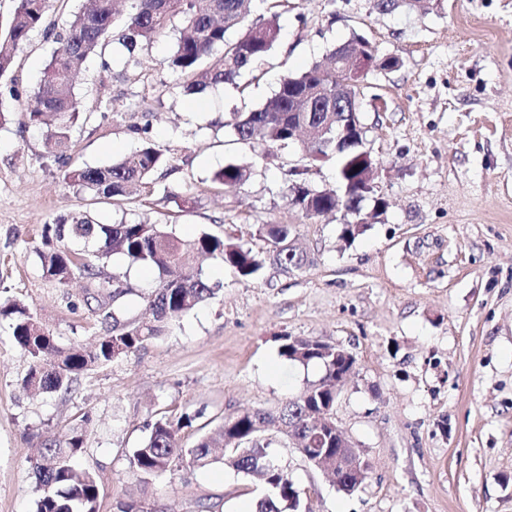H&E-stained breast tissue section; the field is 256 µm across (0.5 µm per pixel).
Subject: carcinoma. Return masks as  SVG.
Instances as JSON below:
<instances>
[{"label":"carcinoma","mask_w":512,"mask_h":512,"mask_svg":"<svg viewBox=\"0 0 512 512\" xmlns=\"http://www.w3.org/2000/svg\"><path fill=\"white\" fill-rule=\"evenodd\" d=\"M17 6L6 23L0 22V77L15 66L19 50L31 32L41 28L58 44L47 64L31 105L25 112L26 123L46 129L45 152L59 160L73 146L77 126L92 118L85 111L75 91V76L95 56H103L112 38L118 4L122 0H92L91 7L70 19L60 31L45 25L49 0H16ZM129 10L122 19L119 40L128 50L150 43L176 19L184 32L170 56V67L189 78L186 89L201 93L208 86L231 82L262 60L279 36L276 16L247 22L243 0H128ZM244 29L230 40L229 31ZM326 65L315 62L304 71L281 80L278 91L261 108L235 113L227 126L237 140L264 149L288 147V121L303 115L316 127L327 128L336 136L346 120L343 112L322 111L326 93L336 92V79H328ZM323 156L336 162V180L349 186L352 196L339 192H320L305 205L309 192L297 188L288 195L289 205L305 211L330 212L340 204L362 212L367 193L357 195L360 177L371 162L359 160L353 150H329ZM166 163L161 150L149 142L105 166L74 167L63 179L77 192L93 200L123 197L136 184L145 185L151 175ZM249 167L229 162L214 173L213 180L226 189H236L249 178ZM256 234L266 243L264 251H254L236 239L212 232L192 238L178 236L167 224L133 222L100 224L86 212H75L45 225V238L56 241L87 242L96 246L94 257L103 261L122 256L129 265L147 267L157 274L156 287L148 296L152 314L149 321L121 322L115 315H105L103 334L87 348L64 349L53 334L20 300L0 303V320L7 322L14 343L30 358V368L23 379L27 389L53 393L70 389L81 374L96 367L129 357L148 340L162 335L170 320L188 314L211 298L214 288L203 270L187 277L183 268L199 255L219 260L246 279L259 278L267 264L283 270H299L308 263L300 247L288 249L294 239L291 224H260ZM43 274L58 287L66 288L72 279L98 278L96 264L77 257L66 247H50L40 252ZM292 337H282L280 354L287 360L308 366L318 365L321 377L283 407L268 411L253 409L224 418L215 430L202 434L190 448L182 447L179 433L191 418L160 417L149 424L150 432L129 456V467L147 484L152 477L174 474V463L181 461L197 469L220 464L236 473L261 481L263 495L253 512H301L300 491L294 485L288 466L269 451L271 437L285 442L309 439L314 429L308 410L336 405V372L352 370L356 360L345 349L327 347L325 352L298 355ZM87 429L79 426L63 438L44 444L32 462L38 496L36 512H98L99 485L95 473L76 468L75 460L84 452ZM336 441H321L305 448L303 461L317 467L320 457L336 456Z\"/></svg>","instance_id":"cac0c4a2"}]
</instances>
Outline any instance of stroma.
<instances>
[{"label":"stroma","mask_w":512,"mask_h":512,"mask_svg":"<svg viewBox=\"0 0 512 512\" xmlns=\"http://www.w3.org/2000/svg\"><path fill=\"white\" fill-rule=\"evenodd\" d=\"M280 33L254 72L187 94L168 60L183 25L148 46L112 41L77 82L92 119L66 159L46 157L24 112L56 44L34 31L0 78V299L24 300L62 348L102 332V311L145 313L155 273L114 256L101 278L125 294L43 274L41 228L86 211L98 222L148 220L182 237L225 233L265 249L261 224H291L312 262L256 280L207 260L212 298L173 321L129 358L94 369L69 391L22 387L30 361L0 328V512H35L30 460L46 440L88 420L80 465L100 487L99 512L140 501L145 512H239L254 505L253 478L215 466H178L142 486L129 455L163 415L190 414L184 447L226 417L275 409L319 379L279 353L282 336L315 337L349 351L356 369L334 414L370 464L356 492L339 491L290 448L278 453L301 492L302 512H512V0H430L427 9L381 10L377 0H288ZM375 58L359 82L366 146L379 164L366 229L341 237L343 210L311 219L289 206L294 172L335 188V163H308L302 148L237 141L232 113L261 108L281 80L322 60L353 35ZM397 68H385L386 59ZM150 141L166 163L149 187L102 202L63 179ZM231 161L249 180L213 182ZM384 198L385 209L375 207Z\"/></svg>","instance_id":"obj_1"}]
</instances>
